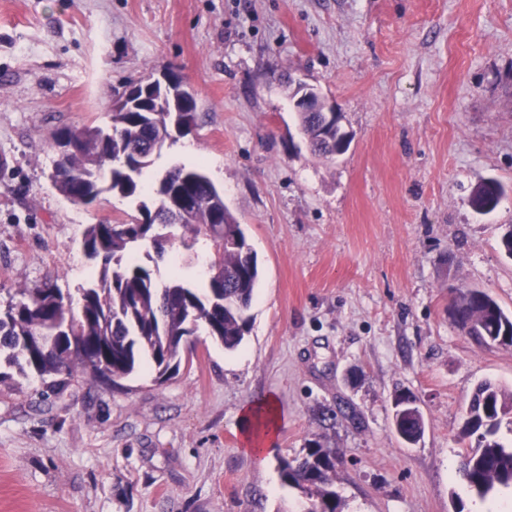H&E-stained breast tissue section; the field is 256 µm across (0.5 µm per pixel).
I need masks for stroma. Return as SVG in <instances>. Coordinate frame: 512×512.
Here are the masks:
<instances>
[{
  "instance_id": "35a3bbf8",
  "label": "stroma",
  "mask_w": 512,
  "mask_h": 512,
  "mask_svg": "<svg viewBox=\"0 0 512 512\" xmlns=\"http://www.w3.org/2000/svg\"><path fill=\"white\" fill-rule=\"evenodd\" d=\"M178 74L191 146L258 256L238 349L201 336L179 371L141 369L64 396L0 383V512H307L279 460L336 451L342 512H463L452 469L462 416L484 381L512 391V345L454 323V289L512 313V0H0V305L51 283L76 293L93 266L88 225L133 200H67L50 180L52 133L104 126L115 90ZM318 89L351 142L314 156L289 81ZM505 188L477 214L474 187ZM413 395L425 430L392 425ZM273 396L265 453L242 412ZM512 503V488L481 500Z\"/></svg>"
}]
</instances>
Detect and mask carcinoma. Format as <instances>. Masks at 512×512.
Wrapping results in <instances>:
<instances>
[{
    "mask_svg": "<svg viewBox=\"0 0 512 512\" xmlns=\"http://www.w3.org/2000/svg\"><path fill=\"white\" fill-rule=\"evenodd\" d=\"M176 97L154 95L143 80L129 81L109 106L111 124L56 130L51 148L52 184L67 199L91 205L104 193L122 198L143 194L144 172L165 143L189 134L197 125L195 95L183 79L174 83ZM319 112L298 113L311 152L329 159L339 154L335 126L320 137ZM159 204L138 205V216L123 222L91 224L83 250L96 275L79 289L78 299L52 284L21 291L23 300L0 310V364L25 379L36 377L61 391L89 376L116 387L143 366L162 379L179 370L181 354L203 332L237 349L249 330V310L260 278L256 252L221 193L198 166L174 165L157 180ZM470 204L478 212L497 207L493 191L476 186ZM183 230L180 246L193 250L203 236L212 244L206 288L199 290L177 273L162 281L143 262L166 253L163 232ZM453 319L481 343L512 344V315L480 288L460 289L451 306ZM29 336H50L46 351L26 344ZM512 416V392L484 382L476 387L465 410L460 440L469 441L459 469L467 488L485 497L497 487L512 488V446L498 432ZM400 431L424 428L416 399L408 394L395 409ZM282 480L312 500L307 512H341L333 489L336 451L308 444L300 458L279 460Z\"/></svg>",
    "mask_w": 512,
    "mask_h": 512,
    "instance_id": "obj_1",
    "label": "carcinoma"
}]
</instances>
